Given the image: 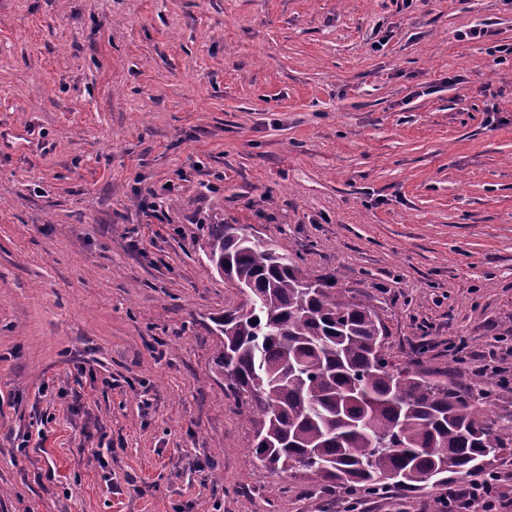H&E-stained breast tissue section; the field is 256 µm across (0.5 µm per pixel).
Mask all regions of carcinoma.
<instances>
[{
  "label": "carcinoma",
  "instance_id": "obj_1",
  "mask_svg": "<svg viewBox=\"0 0 512 512\" xmlns=\"http://www.w3.org/2000/svg\"><path fill=\"white\" fill-rule=\"evenodd\" d=\"M203 252L250 293L214 319L222 345L214 365L244 399L267 471L296 470L366 498L451 477L491 480L494 461L512 450V411L495 410L512 387L463 391L395 366L370 300L308 273L242 224L209 225Z\"/></svg>",
  "mask_w": 512,
  "mask_h": 512
}]
</instances>
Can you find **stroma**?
<instances>
[{"label":"stroma","mask_w":512,"mask_h":512,"mask_svg":"<svg viewBox=\"0 0 512 512\" xmlns=\"http://www.w3.org/2000/svg\"><path fill=\"white\" fill-rule=\"evenodd\" d=\"M503 44L506 0H0V512H346L256 465L214 371L241 296L212 223L370 295L395 363L488 386L512 344Z\"/></svg>","instance_id":"35a3bbf8"}]
</instances>
